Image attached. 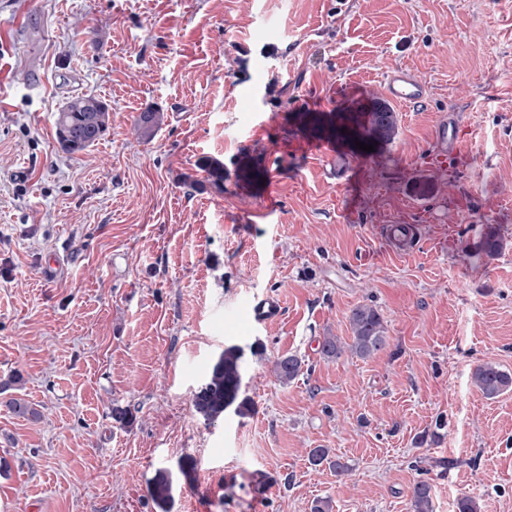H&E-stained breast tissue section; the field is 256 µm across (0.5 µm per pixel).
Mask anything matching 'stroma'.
Wrapping results in <instances>:
<instances>
[{"label":"stroma","instance_id":"stroma-1","mask_svg":"<svg viewBox=\"0 0 512 512\" xmlns=\"http://www.w3.org/2000/svg\"><path fill=\"white\" fill-rule=\"evenodd\" d=\"M404 65L428 99L396 107L395 140L326 132L368 124ZM78 95L110 125L70 155L55 118ZM448 112L465 148L433 168ZM394 221L417 251L389 252ZM266 294L284 314L256 329L240 309ZM361 304L384 349L324 360ZM231 344L255 412L208 425L191 398ZM290 354L284 385L271 363ZM485 362L512 372V0H0V512H159V468L169 512H412L421 479L433 512L464 495L512 512V392H478ZM389 249L396 255H406L421 245V233L415 224H391L386 233ZM302 365V360L297 356L288 355L277 358L273 363V370L280 382L288 384L301 374ZM149 493L154 503L165 508L172 498V479L170 473L159 468L149 480Z\"/></svg>","mask_w":512,"mask_h":512}]
</instances>
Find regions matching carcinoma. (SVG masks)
Wrapping results in <instances>:
<instances>
[{
	"mask_svg": "<svg viewBox=\"0 0 512 512\" xmlns=\"http://www.w3.org/2000/svg\"><path fill=\"white\" fill-rule=\"evenodd\" d=\"M109 105L94 96H77L66 101L55 120L56 137L60 148L70 154L82 153L95 145L109 129ZM139 131L150 136L158 124L155 112H142L136 120ZM397 133L395 113L385 106H379L371 113L369 135L376 144L391 142ZM502 249L501 239L496 230L490 229L476 245L473 255L494 258ZM350 342L341 343L335 336H325L321 341L320 353L325 359H337L345 351L360 358H369L383 349L386 344V326L377 309L362 304L351 310L349 315ZM244 350L236 345L224 348L214 361L206 381L195 391L192 405L195 412L207 423L233 411L239 417H246L253 411V404L242 394L244 374ZM273 370L280 382L288 384L302 372V360L295 355L277 358ZM472 381L486 399L512 391V372L485 362L477 365L472 372ZM149 493L154 503L164 508L172 498L170 473L159 468L149 480ZM411 506L413 512H433L432 485L426 480L417 481L412 488Z\"/></svg>",
	"mask_w": 512,
	"mask_h": 512,
	"instance_id": "obj_1",
	"label": "carcinoma"
}]
</instances>
